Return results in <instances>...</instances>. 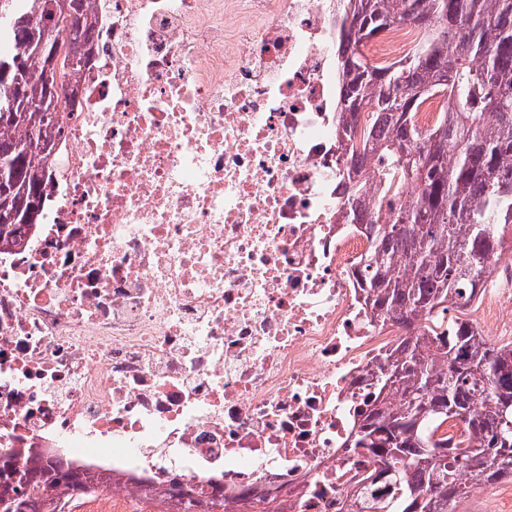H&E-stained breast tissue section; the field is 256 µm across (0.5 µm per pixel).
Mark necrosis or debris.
Wrapping results in <instances>:
<instances>
[{
  "mask_svg": "<svg viewBox=\"0 0 512 512\" xmlns=\"http://www.w3.org/2000/svg\"><path fill=\"white\" fill-rule=\"evenodd\" d=\"M90 7L42 221L0 252V454L108 477L99 512H351L357 410L408 331L359 281L380 193L349 214L342 0Z\"/></svg>",
  "mask_w": 512,
  "mask_h": 512,
  "instance_id": "obj_1",
  "label": "necrosis or debris"
}]
</instances>
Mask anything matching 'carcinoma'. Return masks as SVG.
<instances>
[{
    "label": "carcinoma",
    "mask_w": 512,
    "mask_h": 512,
    "mask_svg": "<svg viewBox=\"0 0 512 512\" xmlns=\"http://www.w3.org/2000/svg\"><path fill=\"white\" fill-rule=\"evenodd\" d=\"M9 0L0 38L21 47L0 52V247L19 246L24 218L39 212L44 171L52 161L47 110L59 98L48 81L52 5ZM81 22L75 50L93 54L96 18L85 0H68ZM351 18L338 45L341 111L374 112L379 127L363 151L378 164L356 182L394 175L420 192L397 213L369 225L372 247L362 270L367 300L414 334L399 342L375 377L353 448L377 464L362 495L365 512H454L473 484L512 477V344L492 345L459 317L485 280V257L512 226V0H347ZM421 34L409 53L372 64L362 47L395 25ZM448 95L445 118L428 132L415 114L423 99ZM41 145L35 160L24 149ZM454 147L448 153V146ZM467 424L456 442L437 436L448 419ZM85 497L87 480L61 466L17 469L0 456V512H56V494Z\"/></svg>",
    "instance_id": "1"
}]
</instances>
